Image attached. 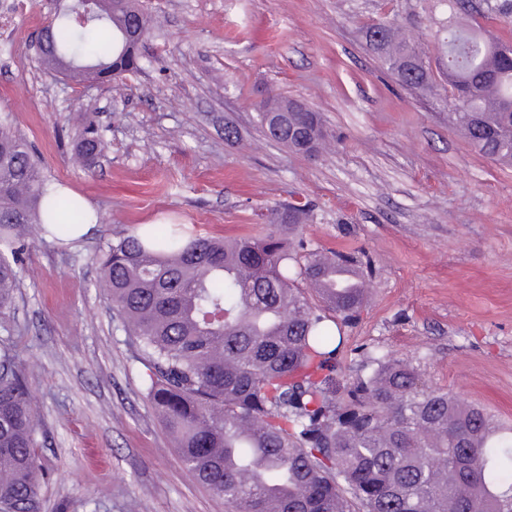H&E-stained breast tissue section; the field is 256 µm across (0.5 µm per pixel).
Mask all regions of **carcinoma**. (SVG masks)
Listing matches in <instances>:
<instances>
[{
	"mask_svg": "<svg viewBox=\"0 0 512 512\" xmlns=\"http://www.w3.org/2000/svg\"><path fill=\"white\" fill-rule=\"evenodd\" d=\"M512 15V0H484ZM38 33L40 65L76 83H119L140 67L126 34L153 20L139 0H93L77 23L70 0ZM378 58L405 87H433L425 52L392 22L367 28ZM454 97L452 125L479 153L512 167V46L457 16L437 38ZM261 120L285 118L319 150L318 112L272 97ZM105 149L91 124L74 153L90 170ZM28 142L0 122V315L13 306L21 255L59 240L88 214L49 191ZM304 206L273 213L261 238L215 239L183 224L144 237L115 231L98 287L148 370L147 396L187 472L229 512H512V426L484 407L426 386L410 361L375 354L343 366V328L365 308L366 275L352 253L313 252ZM42 412L24 370L0 356V512H40L33 448Z\"/></svg>",
	"mask_w": 512,
	"mask_h": 512,
	"instance_id": "cac0c4a2",
	"label": "carcinoma"
}]
</instances>
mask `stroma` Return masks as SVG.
Wrapping results in <instances>:
<instances>
[{
  "label": "stroma",
  "instance_id": "1",
  "mask_svg": "<svg viewBox=\"0 0 512 512\" xmlns=\"http://www.w3.org/2000/svg\"><path fill=\"white\" fill-rule=\"evenodd\" d=\"M144 2L159 24L117 96L40 69L47 0H0V117L105 216L84 240L35 246L0 318L43 413L42 512H227L184 468L137 344L96 287L113 231L139 224L262 237L273 211L309 204L311 248L373 268L343 360L355 348L413 360L428 386L512 425V168L470 147L442 96L399 86L363 36L391 21L435 56L454 0ZM272 96L320 113L330 149L309 159L269 138L257 108ZM89 97L108 148L88 171L73 139Z\"/></svg>",
  "mask_w": 512,
  "mask_h": 512
}]
</instances>
